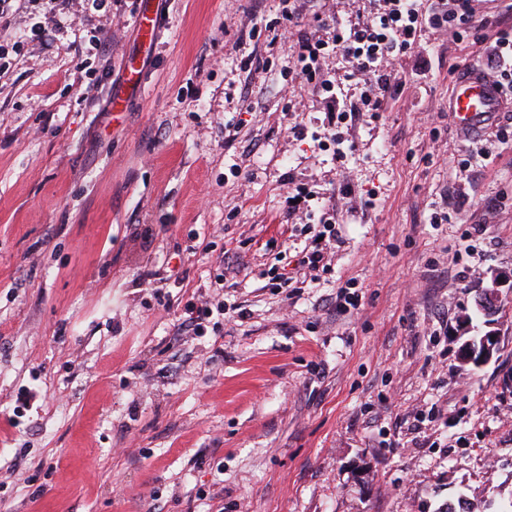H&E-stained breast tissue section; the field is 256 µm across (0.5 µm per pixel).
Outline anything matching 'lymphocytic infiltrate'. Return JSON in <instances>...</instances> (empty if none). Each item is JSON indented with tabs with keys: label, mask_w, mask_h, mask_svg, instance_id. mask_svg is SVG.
I'll return each mask as SVG.
<instances>
[{
	"label": "lymphocytic infiltrate",
	"mask_w": 512,
	"mask_h": 512,
	"mask_svg": "<svg viewBox=\"0 0 512 512\" xmlns=\"http://www.w3.org/2000/svg\"><path fill=\"white\" fill-rule=\"evenodd\" d=\"M475 13L472 0H428L423 9L418 7L417 0H382L376 16L348 27L337 26L332 41L299 32L298 75L305 81L319 82L333 106L323 132L325 139L336 141L338 122L352 113L385 111L400 89L391 63L412 49L422 26L451 33L454 42L460 43L473 24ZM494 36L495 44L486 58L484 73L502 96L512 99V0L497 12ZM332 54L347 63V71L339 80L319 79L322 60ZM355 79L364 82L357 103L341 104L337 93L340 83ZM336 238L335 216L329 212L318 233L308 237L296 254V267L303 281H318L322 273L329 271L327 254Z\"/></svg>",
	"instance_id": "obj_1"
}]
</instances>
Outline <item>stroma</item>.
Instances as JSON below:
<instances>
[{"label":"stroma","mask_w":512,"mask_h":512,"mask_svg":"<svg viewBox=\"0 0 512 512\" xmlns=\"http://www.w3.org/2000/svg\"><path fill=\"white\" fill-rule=\"evenodd\" d=\"M46 5L0 14V512L511 504L512 289L490 324L474 296L512 270V145L485 161L448 111L478 47L422 27L339 159L316 141L327 99L291 75L288 13L322 37L315 16L369 0H111L123 24L98 50L105 18L71 0L34 36ZM292 184L335 207L339 240L332 273L287 295L266 273L300 245ZM218 294L246 318L188 333L186 303ZM493 325L497 357L463 365Z\"/></svg>","instance_id":"stroma-1"}]
</instances>
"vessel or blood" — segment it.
I'll use <instances>...</instances> for the list:
<instances>
[{
    "instance_id": "b4317fda",
    "label": "vessel or blood",
    "mask_w": 512,
    "mask_h": 512,
    "mask_svg": "<svg viewBox=\"0 0 512 512\" xmlns=\"http://www.w3.org/2000/svg\"><path fill=\"white\" fill-rule=\"evenodd\" d=\"M503 102L478 67L467 69L458 80L448 110L455 126L464 132H478L500 112Z\"/></svg>"
}]
</instances>
